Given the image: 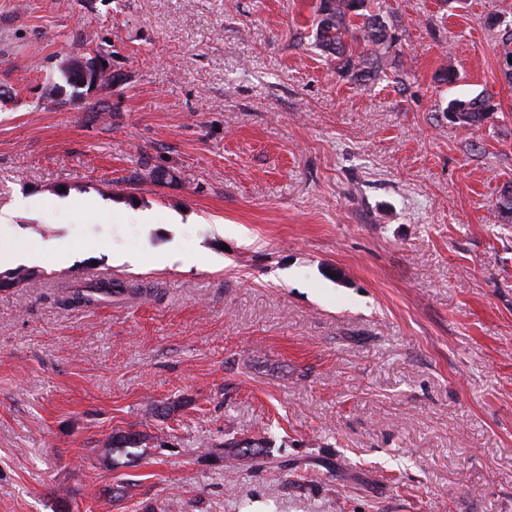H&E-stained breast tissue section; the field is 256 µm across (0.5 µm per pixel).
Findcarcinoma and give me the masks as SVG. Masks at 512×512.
Here are the masks:
<instances>
[{"mask_svg": "<svg viewBox=\"0 0 512 512\" xmlns=\"http://www.w3.org/2000/svg\"><path fill=\"white\" fill-rule=\"evenodd\" d=\"M371 0H317L313 36L315 45L333 56L336 73L358 82L375 81L386 75L390 49L398 36L384 21L382 14L372 10ZM495 111L490 98L477 95L469 99H453L448 104L451 121L464 128L480 126ZM36 275V270L17 268L0 272V283L13 287ZM124 292L122 285L105 278L92 286L69 291L70 304H92ZM148 435L133 429H118L109 435L106 447L112 449L111 461L104 468L112 470L130 465L142 456Z\"/></svg>", "mask_w": 512, "mask_h": 512, "instance_id": "1", "label": "carcinoma"}]
</instances>
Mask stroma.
<instances>
[{
    "instance_id": "obj_1",
    "label": "stroma",
    "mask_w": 512,
    "mask_h": 512,
    "mask_svg": "<svg viewBox=\"0 0 512 512\" xmlns=\"http://www.w3.org/2000/svg\"><path fill=\"white\" fill-rule=\"evenodd\" d=\"M314 3L0 0V245L42 255L0 290V512H512V0H387L364 85ZM95 52L121 81L73 83ZM495 111L489 97L477 95L469 99H453L448 104V114L455 125L472 129L479 127ZM124 292L122 285L116 283L112 278H104L95 285L84 288H75L69 291L67 301L70 304H92L113 295H120ZM148 435L146 432L133 430V428L126 430L118 429L112 430V434L107 439L106 448H112L111 462L103 465L107 470H112L118 466L130 465L142 456L141 452H137L142 448L147 441ZM121 459L125 461L121 462Z\"/></svg>"
}]
</instances>
